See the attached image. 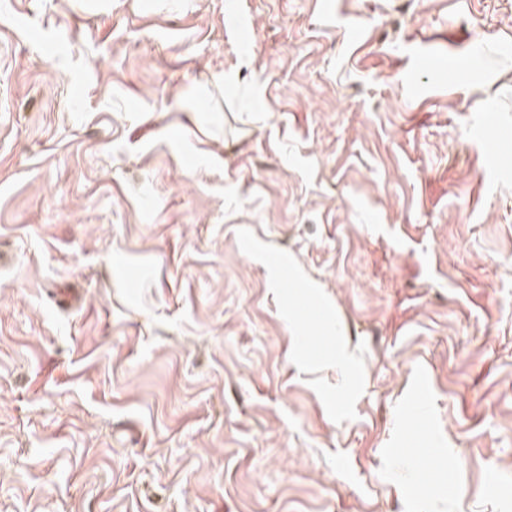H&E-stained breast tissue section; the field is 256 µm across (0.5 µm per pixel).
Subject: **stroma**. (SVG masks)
<instances>
[{"instance_id": "1", "label": "stroma", "mask_w": 512, "mask_h": 512, "mask_svg": "<svg viewBox=\"0 0 512 512\" xmlns=\"http://www.w3.org/2000/svg\"><path fill=\"white\" fill-rule=\"evenodd\" d=\"M0 512H512V0H0Z\"/></svg>"}]
</instances>
